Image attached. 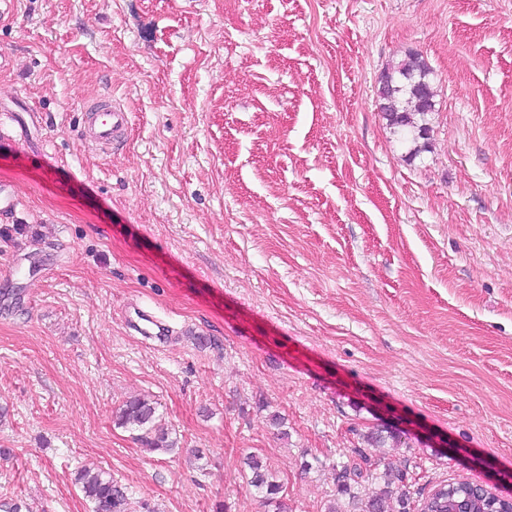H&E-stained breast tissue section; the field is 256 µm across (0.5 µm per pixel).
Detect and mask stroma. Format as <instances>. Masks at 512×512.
Masks as SVG:
<instances>
[{
	"mask_svg": "<svg viewBox=\"0 0 512 512\" xmlns=\"http://www.w3.org/2000/svg\"><path fill=\"white\" fill-rule=\"evenodd\" d=\"M411 53L413 159L378 97ZM108 97L131 124L104 152ZM8 98L42 124L0 126V512H90L85 466L129 512H264L250 453L290 512H351L370 485L336 473L379 424L414 440L380 451L414 500L512 494V0H9ZM134 396L174 451L117 425ZM432 70L418 55L389 65L380 77V109L390 129L408 145L410 157H417L426 150L428 127L419 124L416 115L424 117L433 112L436 91L431 79ZM423 140V142H421ZM82 136L101 148L120 143L131 123L130 112L112 100L106 99L87 112ZM244 460L249 471L245 475L247 484L254 489L261 504L268 508L267 512H288L286 486L276 472L269 469L255 454L246 456ZM440 490L431 497H426L421 504V510L427 509L430 512H453L454 504L450 500L463 499L469 496L470 483L456 482L451 484H440Z\"/></svg>",
	"mask_w": 512,
	"mask_h": 512,
	"instance_id": "obj_1",
	"label": "stroma"
}]
</instances>
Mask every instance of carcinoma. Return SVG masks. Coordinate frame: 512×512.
I'll list each match as a JSON object with an SVG mask.
<instances>
[{
  "instance_id": "obj_1",
  "label": "carcinoma",
  "mask_w": 512,
  "mask_h": 512,
  "mask_svg": "<svg viewBox=\"0 0 512 512\" xmlns=\"http://www.w3.org/2000/svg\"><path fill=\"white\" fill-rule=\"evenodd\" d=\"M432 70L418 55L389 65L380 77V109L387 125L401 141L408 145V154L417 157L427 148V124L418 123L415 116L434 111L436 91L431 79ZM116 424L134 427L141 431L140 441L151 451H171L176 442L157 425L156 406L144 398H132L122 405ZM370 445L389 439L394 445L402 444L400 431L382 425L362 435ZM364 468L343 467L338 475L339 492L351 493V485L365 477L371 479L374 488L364 498L352 496L357 512H413V499L409 491L407 471L389 465L380 467L381 461L363 456ZM248 469L247 485L252 487L267 512H288L286 486L276 472L268 468L262 459L251 454L244 461ZM85 497L92 503V512H128L126 489L114 482L111 473L98 468L83 469L77 474ZM469 482L439 485V491L427 497L421 508L429 512H453V501L469 495Z\"/></svg>"
}]
</instances>
